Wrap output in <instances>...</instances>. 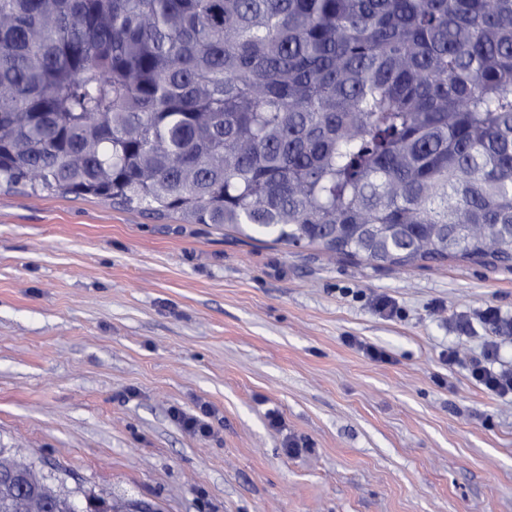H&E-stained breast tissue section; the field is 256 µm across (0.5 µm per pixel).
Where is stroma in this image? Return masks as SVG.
<instances>
[{"mask_svg": "<svg viewBox=\"0 0 512 512\" xmlns=\"http://www.w3.org/2000/svg\"><path fill=\"white\" fill-rule=\"evenodd\" d=\"M490 306L512 317V269L1 188L0 448L129 512H512V400L468 370ZM203 402L208 437L171 415Z\"/></svg>", "mask_w": 512, "mask_h": 512, "instance_id": "1", "label": "stroma"}]
</instances>
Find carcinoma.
<instances>
[{
	"mask_svg": "<svg viewBox=\"0 0 512 512\" xmlns=\"http://www.w3.org/2000/svg\"><path fill=\"white\" fill-rule=\"evenodd\" d=\"M3 184L511 266L512 0H0ZM30 495L0 476V512Z\"/></svg>",
	"mask_w": 512,
	"mask_h": 512,
	"instance_id": "carcinoma-1",
	"label": "carcinoma"
}]
</instances>
